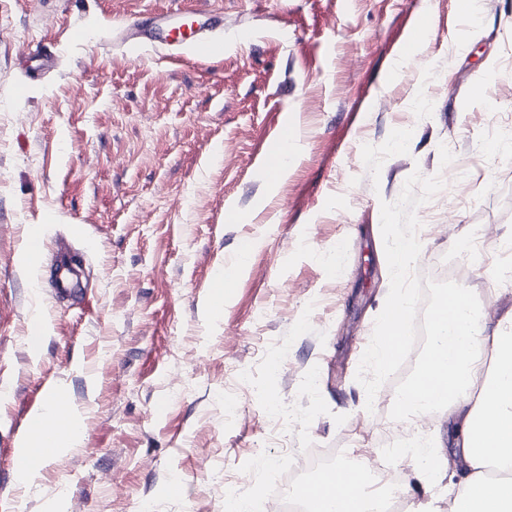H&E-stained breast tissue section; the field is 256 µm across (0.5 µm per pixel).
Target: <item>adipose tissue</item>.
Instances as JSON below:
<instances>
[{
	"label": "adipose tissue",
	"instance_id": "1",
	"mask_svg": "<svg viewBox=\"0 0 512 512\" xmlns=\"http://www.w3.org/2000/svg\"><path fill=\"white\" fill-rule=\"evenodd\" d=\"M445 325L431 335L413 378L447 389L444 400H394L399 421L414 423L443 412L455 422L463 450V487L448 512H512V316L489 325L473 304L449 306ZM52 413L39 416L15 460L18 484L39 475ZM348 485L305 504V512H373L374 495L358 470Z\"/></svg>",
	"mask_w": 512,
	"mask_h": 512
}]
</instances>
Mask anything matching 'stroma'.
<instances>
[{"instance_id": "35a3bbf8", "label": "stroma", "mask_w": 512, "mask_h": 512, "mask_svg": "<svg viewBox=\"0 0 512 512\" xmlns=\"http://www.w3.org/2000/svg\"><path fill=\"white\" fill-rule=\"evenodd\" d=\"M207 4L223 56L171 63L109 31L190 0H0V512H224L225 482L249 494L309 449L369 458L367 430L394 420L355 379L390 288L381 201L413 171L442 176L416 210L421 272L476 237L512 243V153L492 150L512 119V0H485L476 33L455 0ZM42 45L58 64L19 100ZM35 229L77 254L75 299L55 300L51 252L26 261ZM474 278L512 312L495 253ZM55 391L82 444L17 487L16 450ZM421 428L448 465L409 508L446 512L453 428L439 412Z\"/></svg>"}]
</instances>
